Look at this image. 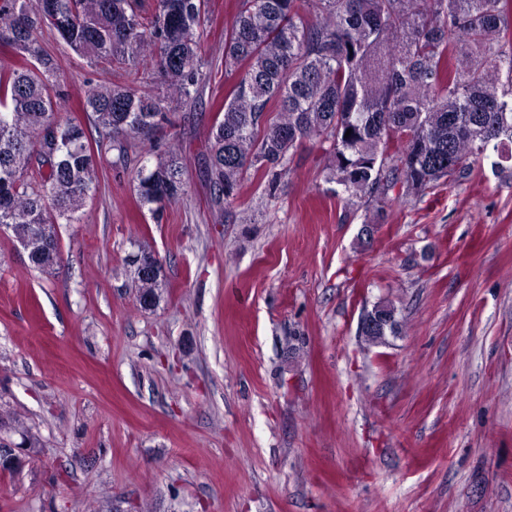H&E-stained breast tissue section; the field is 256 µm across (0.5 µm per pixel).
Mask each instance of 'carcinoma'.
Wrapping results in <instances>:
<instances>
[{"instance_id":"obj_1","label":"carcinoma","mask_w":512,"mask_h":512,"mask_svg":"<svg viewBox=\"0 0 512 512\" xmlns=\"http://www.w3.org/2000/svg\"><path fill=\"white\" fill-rule=\"evenodd\" d=\"M205 13V0H155L149 15L140 0H0V46L21 61L0 68V226L56 235L99 188L95 150L116 152L112 166L125 168L180 110L204 109ZM45 28L126 74L124 84L89 86L93 139L62 117V66L37 46ZM229 79L205 157L211 200L226 214L251 168L275 196L306 143L328 145L336 198L367 207L467 177L492 152L495 169L512 159V0H236ZM136 177L140 205L157 217L186 193L171 147L145 148ZM34 252L32 267L55 273L60 251ZM375 307L389 324L359 329L369 345L401 333L396 308Z\"/></svg>"}]
</instances>
